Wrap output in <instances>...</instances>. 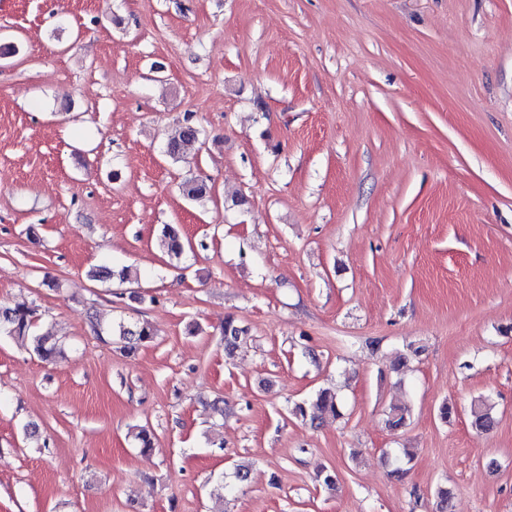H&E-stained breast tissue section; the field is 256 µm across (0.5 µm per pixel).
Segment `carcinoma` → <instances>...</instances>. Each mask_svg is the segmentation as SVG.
<instances>
[{
    "label": "carcinoma",
    "mask_w": 512,
    "mask_h": 512,
    "mask_svg": "<svg viewBox=\"0 0 512 512\" xmlns=\"http://www.w3.org/2000/svg\"><path fill=\"white\" fill-rule=\"evenodd\" d=\"M200 139V130L187 122L181 127L178 136L167 144L166 153L175 161L185 159ZM182 195L192 201H199L207 196L208 185L202 178L191 177L180 185ZM159 245L170 256L179 257L185 251V242L177 227L165 224L161 228ZM119 277L120 281H128L132 278L129 267L114 272L111 268L97 266L88 271V277L94 281L110 280ZM35 310L27 307L0 309V337L5 336L14 340L19 345L35 354L39 359L55 363L67 359V347L63 338L55 336L52 332L37 333L35 330ZM90 327L99 337H107L111 342L120 345L123 351L131 353L145 342H149L155 336V330L147 322L119 321L104 327L99 322L90 321ZM243 330L234 325V321L228 319L224 322V345L237 347L244 340ZM424 347L410 344L406 350L393 355L392 369L396 373H403L408 368L411 360L421 355ZM293 414L304 420L316 422L324 415L339 416V408L336 393L328 388L321 389L310 399L298 403L293 408ZM408 410L401 405H395L387 413L386 424L392 430L406 426ZM471 426L478 431L487 432L493 429L495 418L492 407L486 401L481 400L471 406ZM249 466L239 464L236 470L230 474V480L218 477L214 490L224 491L233 486L235 482H244L248 479Z\"/></svg>",
    "instance_id": "cac0c4a2"
}]
</instances>
